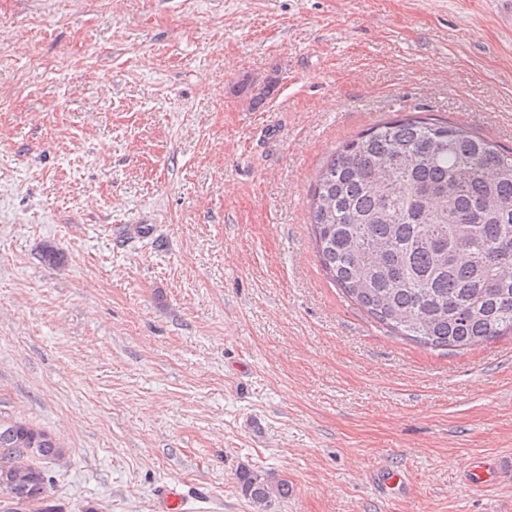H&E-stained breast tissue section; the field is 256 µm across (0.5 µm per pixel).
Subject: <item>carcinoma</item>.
Instances as JSON below:
<instances>
[{"label": "carcinoma", "instance_id": "carcinoma-1", "mask_svg": "<svg viewBox=\"0 0 512 512\" xmlns=\"http://www.w3.org/2000/svg\"><path fill=\"white\" fill-rule=\"evenodd\" d=\"M273 81L243 83L261 103ZM312 246L325 275L386 331L433 350L512 334V152L460 125L414 113L339 144L308 201ZM64 448L51 432L0 419V512H59L50 467ZM254 512L292 491L243 468Z\"/></svg>", "mask_w": 512, "mask_h": 512}]
</instances>
